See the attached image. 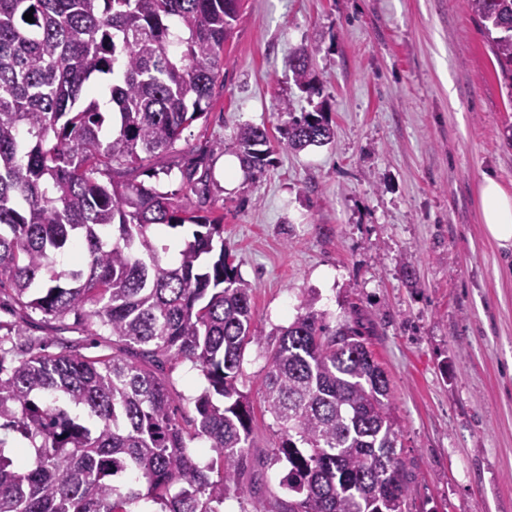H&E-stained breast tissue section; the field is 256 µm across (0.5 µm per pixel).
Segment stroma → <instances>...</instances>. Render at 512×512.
I'll return each instance as SVG.
<instances>
[{
  "mask_svg": "<svg viewBox=\"0 0 512 512\" xmlns=\"http://www.w3.org/2000/svg\"><path fill=\"white\" fill-rule=\"evenodd\" d=\"M302 46L317 49L321 95L292 80ZM496 69L466 0H241L207 113L167 156L171 173L139 174L181 189V162L223 143L207 198L184 205L223 216L266 346L309 298L329 327L361 317L416 474L410 512H512V267L485 237L478 199L487 174L512 192V97ZM315 110L331 144L277 150L259 178L225 181L241 126L276 140L290 113ZM265 371L263 349L249 348L239 387L253 405L252 462L224 512H273L288 496ZM165 377L192 415L204 377L187 361Z\"/></svg>",
  "mask_w": 512,
  "mask_h": 512,
  "instance_id": "35a3bbf8",
  "label": "stroma"
}]
</instances>
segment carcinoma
Here are the masks:
<instances>
[{"instance_id": "cac0c4a2", "label": "carcinoma", "mask_w": 512, "mask_h": 512, "mask_svg": "<svg viewBox=\"0 0 512 512\" xmlns=\"http://www.w3.org/2000/svg\"><path fill=\"white\" fill-rule=\"evenodd\" d=\"M239 0H0V420L29 447L4 454L0 512H223L251 460V409L238 387L245 351L263 345L249 289L224 250L222 218L137 181L175 152L207 112ZM492 35L499 82L512 94V0H469ZM33 14V22L24 15ZM316 49L291 60L313 93ZM109 96L111 129L94 96ZM321 112L292 115L286 150L324 146ZM266 129L237 134L244 168L270 165ZM213 143L183 169L207 186ZM192 224L175 266L149 233ZM69 315L112 337L111 354L25 335L31 313ZM57 347L45 353L49 345ZM261 380L277 422L273 455L288 465L276 512H406L412 472L389 379L359 322L330 329L307 306L271 348ZM189 361L209 383L195 415H177L164 376ZM214 454L199 465L191 444Z\"/></svg>"}]
</instances>
